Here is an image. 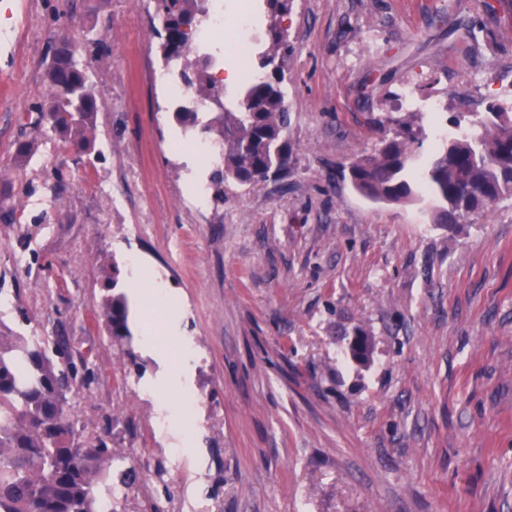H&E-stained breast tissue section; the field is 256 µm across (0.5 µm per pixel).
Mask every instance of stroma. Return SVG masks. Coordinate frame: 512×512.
<instances>
[{
    "mask_svg": "<svg viewBox=\"0 0 512 512\" xmlns=\"http://www.w3.org/2000/svg\"><path fill=\"white\" fill-rule=\"evenodd\" d=\"M87 7L0 0V190L16 210L0 223V325L64 337L89 377L68 414L107 441L112 471L136 472L114 512H512V199L451 228L341 177L409 107L424 163L457 113L512 104V0H293L280 22L291 161L220 202L197 134L152 81L162 17L141 0ZM243 14L266 48L264 0H224L226 29ZM91 22L110 47L93 150L50 134L17 163L52 46ZM132 255L173 293L194 350L187 447L163 422L165 312L129 299L127 344L101 317L106 277L119 268L127 289ZM358 327L365 364L349 355Z\"/></svg>",
    "mask_w": 512,
    "mask_h": 512,
    "instance_id": "35a3bbf8",
    "label": "stroma"
}]
</instances>
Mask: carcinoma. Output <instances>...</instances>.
Here are the masks:
<instances>
[{
  "label": "carcinoma",
  "instance_id": "obj_1",
  "mask_svg": "<svg viewBox=\"0 0 512 512\" xmlns=\"http://www.w3.org/2000/svg\"><path fill=\"white\" fill-rule=\"evenodd\" d=\"M270 13L269 44L258 53L261 73L244 80L239 111L224 103V93L211 84L210 58L197 56L183 64L182 75L202 88L217 116L204 132L221 151L210 182L215 198L224 199V184L257 185L288 168L291 149L285 138L289 113L281 83L288 62V41L276 17L287 13L292 0H265ZM156 12L175 20L194 18L203 0H154ZM185 33L172 26L162 43L164 58L184 57ZM49 94L19 120L15 160L29 161L41 138L52 131L69 147L84 151L93 140L97 112L104 103L96 93L90 62L77 44L62 38L54 45L44 72ZM478 123L482 137L469 134ZM398 130L383 138L378 149L348 165L352 187L376 202L399 204L426 195L440 224H458L498 201L512 198V111L490 103L484 112H465L454 120L455 132L441 139L420 183L410 176L416 160L414 145L422 143V126L410 119L396 121ZM15 218L11 195L0 192V221ZM118 270L107 278L101 316L109 336L122 342L131 336L125 294L116 292ZM350 348L352 358L369 361L367 335ZM77 382L74 363L64 342L54 337L15 336L0 330V512H99L101 500L112 494V473L106 465L112 450L105 441L93 444L66 413L67 394Z\"/></svg>",
  "mask_w": 512,
  "mask_h": 512
}]
</instances>
